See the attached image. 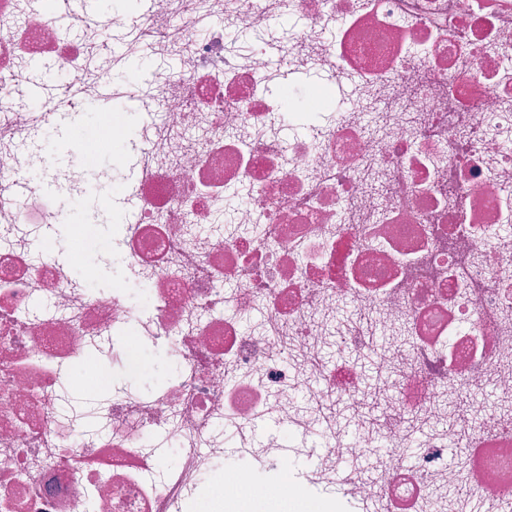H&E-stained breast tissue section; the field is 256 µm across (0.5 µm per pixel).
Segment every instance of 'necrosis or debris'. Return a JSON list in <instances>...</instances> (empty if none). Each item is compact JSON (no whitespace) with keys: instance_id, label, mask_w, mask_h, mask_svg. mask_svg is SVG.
Returning <instances> with one entry per match:
<instances>
[{"instance_id":"4bbe7bcc","label":"necrosis or debris","mask_w":512,"mask_h":512,"mask_svg":"<svg viewBox=\"0 0 512 512\" xmlns=\"http://www.w3.org/2000/svg\"><path fill=\"white\" fill-rule=\"evenodd\" d=\"M273 12L297 19L286 44H228L226 29L261 31ZM214 14L223 26L195 38ZM142 18L180 60V75L158 64L145 82L162 116L75 138L84 164L47 167L41 181V156L24 149L39 121L99 97L115 64L95 60L83 13L65 27L42 0H0V512H190L202 498L263 512L319 489L345 448L384 449L382 480L352 479L313 512H449L430 496L462 476L470 499L512 505V0H146ZM39 62L79 99H32L22 75ZM279 63L325 74L302 101L321 114L319 142L281 140V120L298 115L270 89ZM344 85L349 109L326 111L327 91ZM155 136L135 176L138 145ZM103 181L111 233L97 235L105 216L90 208L59 236L67 203ZM240 190L249 204L224 223V198ZM107 268L118 273L109 286L81 279ZM346 304L385 336L373 354L379 432L325 440L298 485L260 482L247 460L225 474L224 418L249 438L259 422L280 425L264 456L290 472V449L313 445L301 399L361 402L355 358L370 351L358 322L337 329ZM258 311L265 327L244 329ZM134 344L175 364L148 395L129 384ZM334 344L347 356L315 361ZM88 360L108 388L107 431L82 442L56 406ZM415 414L441 427L406 467ZM168 442L184 467L207 468L206 483L167 481ZM455 444L461 473L443 459Z\"/></svg>"}]
</instances>
